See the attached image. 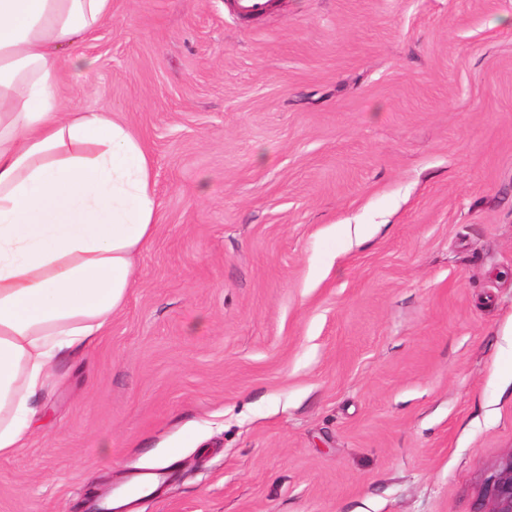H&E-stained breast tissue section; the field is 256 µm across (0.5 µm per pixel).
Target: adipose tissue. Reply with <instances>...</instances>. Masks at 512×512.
<instances>
[{"instance_id": "adipose-tissue-1", "label": "adipose tissue", "mask_w": 512, "mask_h": 512, "mask_svg": "<svg viewBox=\"0 0 512 512\" xmlns=\"http://www.w3.org/2000/svg\"><path fill=\"white\" fill-rule=\"evenodd\" d=\"M112 0H0V456L24 447L51 368L104 334L153 240L158 200L140 137L107 111L71 112L60 58Z\"/></svg>"}]
</instances>
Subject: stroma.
<instances>
[{
  "label": "stroma",
  "instance_id": "stroma-1",
  "mask_svg": "<svg viewBox=\"0 0 512 512\" xmlns=\"http://www.w3.org/2000/svg\"><path fill=\"white\" fill-rule=\"evenodd\" d=\"M112 0L60 62L147 143L121 312L0 456V512H472L512 449V0ZM228 11L240 19L259 18L270 14L275 6L273 0H226Z\"/></svg>",
  "mask_w": 512,
  "mask_h": 512
}]
</instances>
